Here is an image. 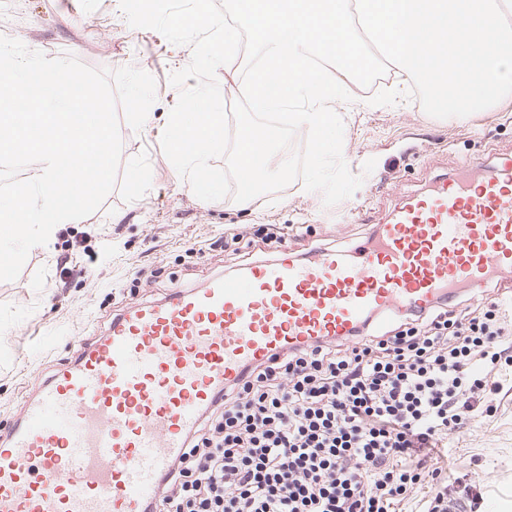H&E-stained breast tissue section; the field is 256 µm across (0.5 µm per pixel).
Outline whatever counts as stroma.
I'll return each mask as SVG.
<instances>
[{
	"label": "stroma",
	"instance_id": "35a3bbf8",
	"mask_svg": "<svg viewBox=\"0 0 512 512\" xmlns=\"http://www.w3.org/2000/svg\"><path fill=\"white\" fill-rule=\"evenodd\" d=\"M0 34L56 58L74 55L91 68L133 66L156 81L154 125L133 130L120 122L121 169L114 189L80 224H64L46 246L31 249L16 280L0 282V436L14 428L25 400L88 340L105 335L113 315L192 289L237 270L245 257L209 250L229 229L261 224L289 227L286 244L303 254L347 248L368 236L403 195L450 173L467 157L512 155V95L466 119H436L418 100L366 106L374 90L352 84L341 104L343 157L363 176L353 202L366 207L336 221L322 196L296 180L243 208L233 198L199 200L180 185L160 138L178 99L172 72L186 67L191 46L159 32L129 26L120 0H0ZM376 159L371 174L363 165ZM74 254L89 275L58 287L57 259ZM449 478L468 475L480 485L485 512H512V406L450 436L440 461Z\"/></svg>",
	"mask_w": 512,
	"mask_h": 512
}]
</instances>
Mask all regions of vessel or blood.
<instances>
[{
    "mask_svg": "<svg viewBox=\"0 0 512 512\" xmlns=\"http://www.w3.org/2000/svg\"><path fill=\"white\" fill-rule=\"evenodd\" d=\"M512 289V161H465L347 249L272 259L118 314L0 439V512H148L246 368L369 322Z\"/></svg>",
    "mask_w": 512,
    "mask_h": 512,
    "instance_id": "vessel-or-blood-1",
    "label": "vessel or blood"
}]
</instances>
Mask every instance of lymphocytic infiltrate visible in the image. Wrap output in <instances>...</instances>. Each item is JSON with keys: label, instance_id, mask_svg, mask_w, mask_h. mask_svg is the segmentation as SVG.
<instances>
[{"label": "lymphocytic infiltrate", "instance_id": "obj_1", "mask_svg": "<svg viewBox=\"0 0 512 512\" xmlns=\"http://www.w3.org/2000/svg\"><path fill=\"white\" fill-rule=\"evenodd\" d=\"M508 370L512 311L495 301L251 367L206 410L151 512H399L419 489L426 512L455 494L480 512L481 494L432 453L512 397Z\"/></svg>", "mask_w": 512, "mask_h": 512}]
</instances>
